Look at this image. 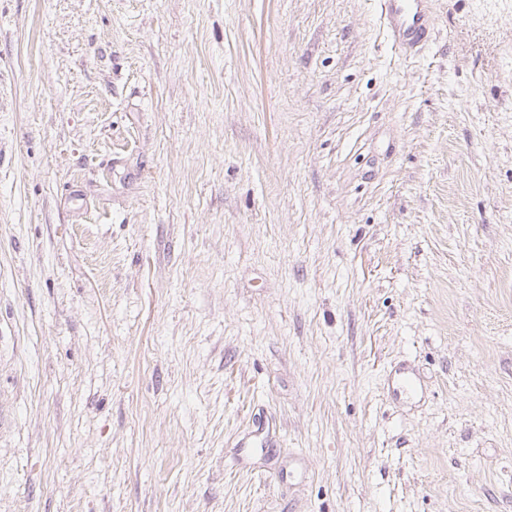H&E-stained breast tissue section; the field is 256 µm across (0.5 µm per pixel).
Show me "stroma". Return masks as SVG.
<instances>
[{"mask_svg": "<svg viewBox=\"0 0 512 512\" xmlns=\"http://www.w3.org/2000/svg\"><path fill=\"white\" fill-rule=\"evenodd\" d=\"M432 8L0 0V512H512V0ZM431 0H380L381 16L394 49L405 57L419 55L427 46L435 27Z\"/></svg>", "mask_w": 512, "mask_h": 512, "instance_id": "35a3bbf8", "label": "stroma"}]
</instances>
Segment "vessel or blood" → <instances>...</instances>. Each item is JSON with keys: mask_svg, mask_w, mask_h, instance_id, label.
<instances>
[{"mask_svg": "<svg viewBox=\"0 0 512 512\" xmlns=\"http://www.w3.org/2000/svg\"><path fill=\"white\" fill-rule=\"evenodd\" d=\"M431 0H380L387 36L394 49L406 57L419 55L435 27Z\"/></svg>", "mask_w": 512, "mask_h": 512, "instance_id": "obj_1", "label": "vessel or blood"}]
</instances>
